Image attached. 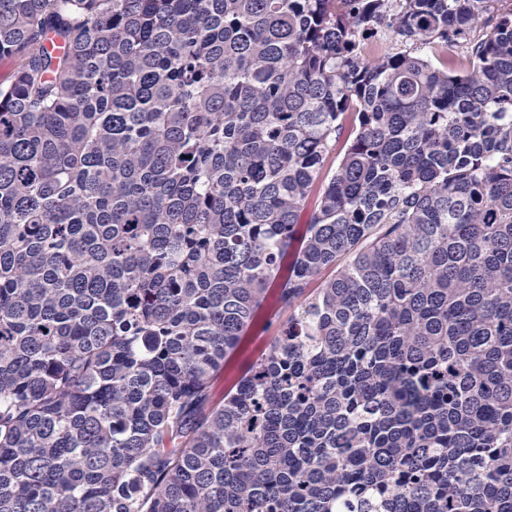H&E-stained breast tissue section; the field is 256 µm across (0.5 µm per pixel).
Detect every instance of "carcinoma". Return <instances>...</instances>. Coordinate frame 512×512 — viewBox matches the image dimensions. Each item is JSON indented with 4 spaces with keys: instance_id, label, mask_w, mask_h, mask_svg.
Segmentation results:
<instances>
[{
    "instance_id": "carcinoma-1",
    "label": "carcinoma",
    "mask_w": 512,
    "mask_h": 512,
    "mask_svg": "<svg viewBox=\"0 0 512 512\" xmlns=\"http://www.w3.org/2000/svg\"><path fill=\"white\" fill-rule=\"evenodd\" d=\"M1 58L0 512H512L506 0H0ZM354 135V123L350 119H347L346 122L344 123V128L340 137L336 139V143L335 146L333 147V151L330 160L327 164V167L323 171V182H321V180L319 181V185L315 187V189L309 194L308 198L305 201L304 209L302 211L299 223L302 224L301 229L303 228V224H307L312 214L318 209L321 198V188L323 187L324 182H327L328 179L333 174V172L335 171L337 162L343 156L347 145L349 144L350 140L354 137ZM287 317L288 311L278 307L275 303L274 291L270 290L253 325L242 336L237 348L227 356L223 370L213 380L211 390L213 405L219 406L224 403V395L278 335L280 326Z\"/></svg>"
}]
</instances>
